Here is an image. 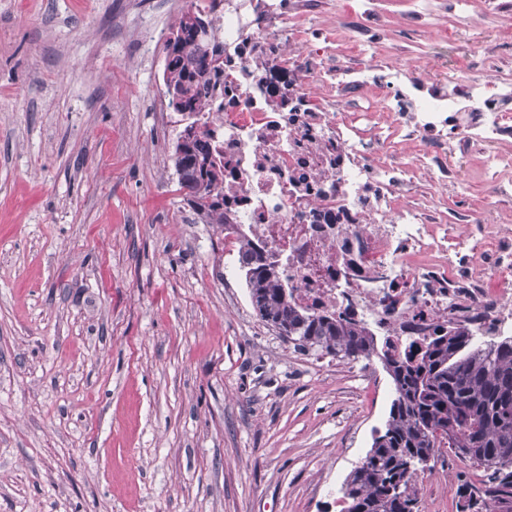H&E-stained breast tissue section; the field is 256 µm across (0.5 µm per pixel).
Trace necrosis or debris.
<instances>
[{
    "label": "necrosis or debris",
    "instance_id": "4bbe7bcc",
    "mask_svg": "<svg viewBox=\"0 0 512 512\" xmlns=\"http://www.w3.org/2000/svg\"><path fill=\"white\" fill-rule=\"evenodd\" d=\"M308 17L283 13L279 0H224L218 14L224 64L239 78L233 102L209 119L234 170L224 197L237 238L279 264L298 306L347 312L382 332L512 308V226L484 217L452 236L438 209L409 203L415 173L439 185L448 157L473 154L502 172L491 194L512 196V73L497 74L488 54L449 75L412 77L354 55L355 32L314 41ZM269 45L288 74L277 93L260 53ZM380 88L369 132L344 108ZM461 263L471 287L440 292Z\"/></svg>",
    "mask_w": 512,
    "mask_h": 512
}]
</instances>
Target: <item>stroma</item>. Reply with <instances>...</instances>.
<instances>
[{
    "mask_svg": "<svg viewBox=\"0 0 512 512\" xmlns=\"http://www.w3.org/2000/svg\"><path fill=\"white\" fill-rule=\"evenodd\" d=\"M192 2L0 0V512H340L388 413L380 362L294 353L186 202L162 74ZM497 2L349 7L390 64L432 72L478 60ZM448 168L415 204L452 235L464 213L512 225L493 166ZM481 475L441 456L425 512Z\"/></svg>",
    "mask_w": 512,
    "mask_h": 512,
    "instance_id": "stroma-1",
    "label": "stroma"
}]
</instances>
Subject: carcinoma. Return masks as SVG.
Segmentation results:
<instances>
[{
  "instance_id": "carcinoma-1",
  "label": "carcinoma",
  "mask_w": 512,
  "mask_h": 512,
  "mask_svg": "<svg viewBox=\"0 0 512 512\" xmlns=\"http://www.w3.org/2000/svg\"><path fill=\"white\" fill-rule=\"evenodd\" d=\"M222 4L182 12L165 43L173 59L163 83L179 100L173 111L187 119L174 146L180 188L205 223L224 231V161L205 119L213 85L228 81L215 27ZM237 261L257 315L295 350L350 363L376 359L392 380L383 427L343 482L340 512H422L416 480L445 447L484 473L481 486L457 488V512H512V336L479 343L457 320L412 326L397 352L351 317L297 307L259 248L237 245Z\"/></svg>"
}]
</instances>
